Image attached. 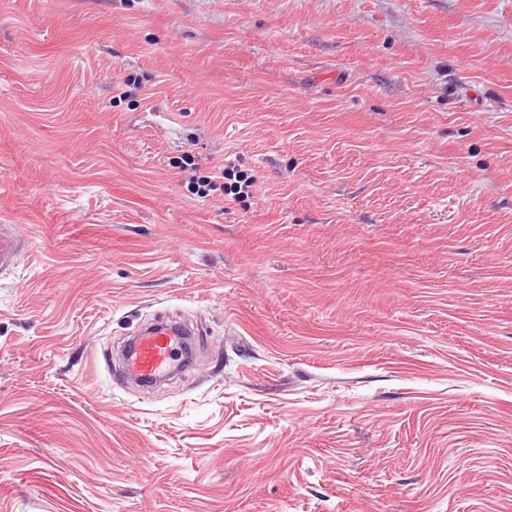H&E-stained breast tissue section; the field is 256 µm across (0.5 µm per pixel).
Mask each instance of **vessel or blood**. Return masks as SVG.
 I'll return each instance as SVG.
<instances>
[{"label":"vessel or blood","mask_w":512,"mask_h":512,"mask_svg":"<svg viewBox=\"0 0 512 512\" xmlns=\"http://www.w3.org/2000/svg\"><path fill=\"white\" fill-rule=\"evenodd\" d=\"M19 237L14 225L0 224V271L13 269L17 262ZM181 328L158 323L142 331L125 355L127 372L141 380H154L173 366L180 347Z\"/></svg>","instance_id":"vessel-or-blood-1"}]
</instances>
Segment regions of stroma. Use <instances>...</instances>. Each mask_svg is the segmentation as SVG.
Masks as SVG:
<instances>
[{"mask_svg":"<svg viewBox=\"0 0 512 512\" xmlns=\"http://www.w3.org/2000/svg\"><path fill=\"white\" fill-rule=\"evenodd\" d=\"M0 224V512H512V0H0ZM183 165L184 171L190 174L188 188L200 198L209 196L211 191L218 188L224 189V197L228 198V201L241 202L253 196L257 183L256 177L238 168L235 164H227L222 169L219 167L218 170H214V173L209 172V175L198 173L199 164L195 162L193 155H186ZM219 179H223L224 182L217 187ZM20 239L15 225L0 224V271L11 270L17 262L18 243ZM179 336H189L174 324L158 323L133 338V347L126 352L127 372L141 380H156L174 365L180 350Z\"/></svg>","mask_w":512,"mask_h":512,"instance_id":"stroma-1","label":"stroma"}]
</instances>
